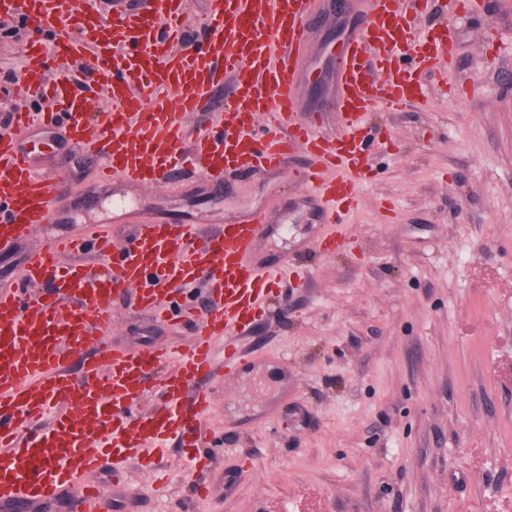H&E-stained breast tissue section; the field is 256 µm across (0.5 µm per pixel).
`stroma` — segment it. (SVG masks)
Masks as SVG:
<instances>
[{
  "label": "stroma",
  "instance_id": "35a3bbf8",
  "mask_svg": "<svg viewBox=\"0 0 512 512\" xmlns=\"http://www.w3.org/2000/svg\"><path fill=\"white\" fill-rule=\"evenodd\" d=\"M369 14V0H316L298 120L336 129V49ZM418 23L453 31L452 69L469 92L452 97L425 73V101L371 113L364 204L342 225L298 194L302 152L279 175L229 174L218 194L194 178L175 194L140 191L141 217L208 227L268 207L254 256L288 276L263 320L214 341L216 357L237 346L249 358L209 384L212 469L192 470L187 449L171 446L156 459L164 481L133 461L116 485L104 460V512H512V0H491L485 23L427 0ZM35 148L46 168H65L73 193L94 183L83 151L62 160L50 141ZM70 216L0 255V274L17 275L50 236L132 230L105 201ZM334 232L342 249L321 253ZM137 302L131 288L113 296L115 343L192 344L198 325Z\"/></svg>",
  "mask_w": 512,
  "mask_h": 512
}]
</instances>
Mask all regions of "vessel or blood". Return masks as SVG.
I'll return each mask as SVG.
<instances>
[{"mask_svg":"<svg viewBox=\"0 0 512 512\" xmlns=\"http://www.w3.org/2000/svg\"><path fill=\"white\" fill-rule=\"evenodd\" d=\"M423 2L373 0L370 22L336 53L338 126L328 132L294 119L311 0H210L207 33L192 43L184 40L187 0H142L136 13L109 17L76 0H28L24 9L0 0L1 19L41 32L23 45L21 80L48 103L14 112L11 132L0 133V250L51 221L65 180L43 169L25 140L59 131L97 163L85 206L118 186L165 189L191 161L218 191L226 174L276 173L301 151L309 163L297 176L300 193L335 223L359 204L368 113L422 100L420 73L457 51L450 30L417 32ZM55 57L67 67L51 69ZM224 92L223 120L206 119ZM269 222L265 207L210 232L154 217L124 245L91 228L48 240L0 285V512H47L63 498L69 512H100L106 454L201 439L211 340L260 315L272 272L250 254ZM68 254L77 262L63 264ZM87 255L98 265L84 263ZM201 280L212 305L187 349L113 344V293L137 289L139 307L167 321L168 299ZM155 381L162 404L137 411Z\"/></svg>","mask_w":512,"mask_h":512,"instance_id":"vessel-or-blood-1","label":"vessel or blood"}]
</instances>
